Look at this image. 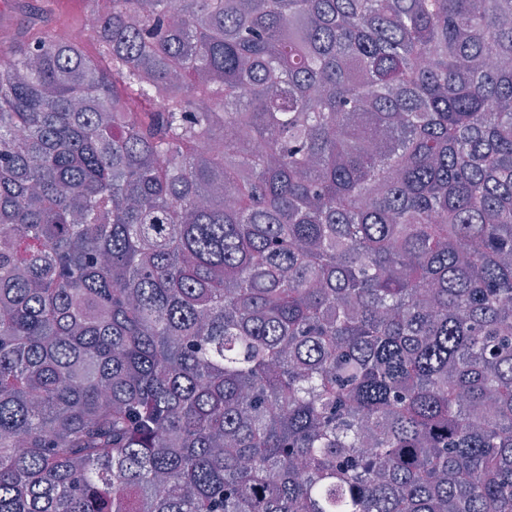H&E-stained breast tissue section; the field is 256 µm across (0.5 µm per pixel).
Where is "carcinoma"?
Segmentation results:
<instances>
[{
	"instance_id": "obj_1",
	"label": "carcinoma",
	"mask_w": 512,
	"mask_h": 512,
	"mask_svg": "<svg viewBox=\"0 0 512 512\" xmlns=\"http://www.w3.org/2000/svg\"><path fill=\"white\" fill-rule=\"evenodd\" d=\"M0 45V512H512V0H110ZM54 7L57 20L52 26V33L58 38L74 34L76 31L73 30L84 29L85 25L86 28H91L96 23V14L88 15L92 6L87 0H55ZM82 35L83 31L75 33L77 38Z\"/></svg>"
}]
</instances>
